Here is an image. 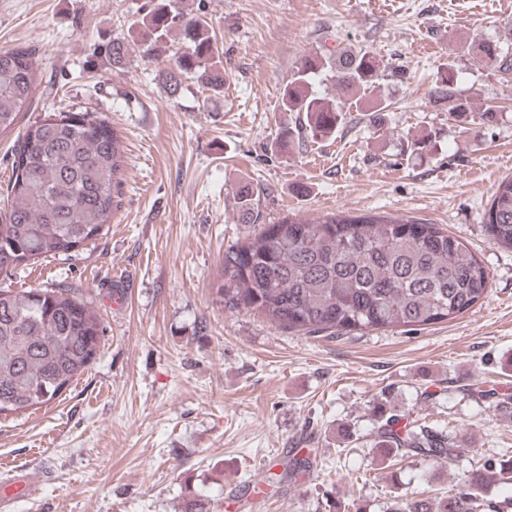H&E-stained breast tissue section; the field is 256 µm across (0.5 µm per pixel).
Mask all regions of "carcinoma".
<instances>
[{
	"instance_id": "obj_1",
	"label": "carcinoma",
	"mask_w": 512,
	"mask_h": 512,
	"mask_svg": "<svg viewBox=\"0 0 512 512\" xmlns=\"http://www.w3.org/2000/svg\"><path fill=\"white\" fill-rule=\"evenodd\" d=\"M172 51L159 73L177 92L186 76L207 90H224V50L207 19L169 0H148L138 37H114L97 52L116 70L133 54L152 61ZM500 73L512 74V26L477 46ZM40 60L28 46L0 50V133L26 111ZM335 72L336 91L364 112L389 111L378 57L350 49L336 59L308 55L283 88L280 110L299 120L288 142L336 134L343 107L315 82ZM458 73L440 74L433 104L453 103L461 117L470 102L456 96ZM127 161L108 120L80 108L46 112L30 124L13 151L12 174L0 205V276L46 258L77 255L103 234L121 205ZM239 220L260 230L224 252L217 294L230 310L265 316L289 333H358L452 321L486 297L489 274L457 237L411 218L328 214L308 224L289 214L268 220L260 192L237 188ZM486 231L512 249V178L502 181L484 213ZM102 333L91 303L63 288H0V416L50 403L94 359ZM385 416L378 431L382 460L416 455L436 463L462 452L448 431L417 420L399 425ZM512 479V457L487 460L468 483L441 498L396 497L387 512H477L488 485Z\"/></svg>"
}]
</instances>
